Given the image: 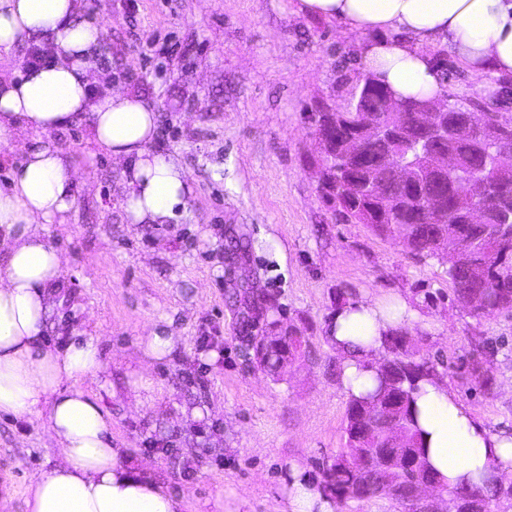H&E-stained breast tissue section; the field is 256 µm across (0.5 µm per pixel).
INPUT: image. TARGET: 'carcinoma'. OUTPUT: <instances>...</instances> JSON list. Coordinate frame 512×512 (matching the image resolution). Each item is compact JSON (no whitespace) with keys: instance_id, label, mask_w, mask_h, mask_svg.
<instances>
[{"instance_id":"carcinoma-1","label":"carcinoma","mask_w":512,"mask_h":512,"mask_svg":"<svg viewBox=\"0 0 512 512\" xmlns=\"http://www.w3.org/2000/svg\"><path fill=\"white\" fill-rule=\"evenodd\" d=\"M381 90L382 87H377L365 99V105L375 111L378 119L386 121L389 114L384 112ZM332 115L335 116L332 133L338 147L345 149L353 135L354 115L346 111L344 106L336 108ZM456 148L460 155L458 168L443 186L448 206L437 213L419 212L410 223L393 224L391 220L404 215L409 198L429 193L431 185L426 181L409 186L395 180L393 167L399 160L412 156L409 147L392 146L386 141L366 142L362 166L368 170L374 169L386 182L387 196L382 201L389 205L385 213L386 223L373 224L371 228L379 235L393 232L402 234L404 240L410 243V253L419 259L436 256L439 242L466 233L470 239L471 255L489 262L494 272L478 280L467 260L448 269V278L454 286L456 299L476 316L483 315L486 309L509 312L512 310V223H503L498 213L490 224H465L462 215L468 205L465 196L468 177L480 172L486 180L494 183L497 181L496 172L485 156L470 155L468 142L459 141ZM327 202L331 203L341 220L358 223L367 199L359 184L341 180L336 182L333 197L327 199ZM383 353L386 356V367L377 369V387L365 396L350 397L344 422L345 448L336 454L323 471L322 491L338 503L354 498L360 491L366 498L385 495L402 507L412 497L416 481L424 478L440 480L424 456L415 398L418 381L430 376L434 366L426 357L417 355V350L412 348L405 332L386 337ZM283 359L282 350L271 345L262 354L259 368L267 374L275 375L281 371ZM363 412L369 414L368 423L378 432L383 431L391 421H398L402 432L392 437L394 446L403 457L410 454L420 458L422 469L411 468L400 474L378 468L357 471L353 467V460L365 449L375 447L374 438L356 434L360 414ZM450 491L463 497L476 493L492 512H509L512 508V493L503 489L498 482L491 486H454Z\"/></svg>"}]
</instances>
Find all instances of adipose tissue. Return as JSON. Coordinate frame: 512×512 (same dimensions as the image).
Listing matches in <instances>:
<instances>
[{
  "label": "adipose tissue",
  "instance_id": "ef3b65f1",
  "mask_svg": "<svg viewBox=\"0 0 512 512\" xmlns=\"http://www.w3.org/2000/svg\"><path fill=\"white\" fill-rule=\"evenodd\" d=\"M296 10L363 35L365 71L402 97L439 94L432 46H447L471 74L512 78V0H297ZM79 11V0H0V50L30 41L49 56L40 68L0 72V151L23 152L0 187V414L45 419L59 448V463L30 488L31 512H185V499L116 447L110 415L79 387L104 370L100 336L78 332L60 348L45 340L65 301L48 227L65 223L78 185L74 160L49 132L88 120L92 141L123 165L130 223H169L191 192L179 160L151 148L153 103L108 85L92 93L87 58L100 29ZM420 318L397 295L338 305L324 334L342 357L343 389L372 390L384 337ZM415 397L426 457L449 485L512 473V436L489 430L441 380L419 381ZM289 473L288 512H335L298 464Z\"/></svg>",
  "mask_w": 512,
  "mask_h": 512
}]
</instances>
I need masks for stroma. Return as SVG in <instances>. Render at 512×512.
<instances>
[{"label":"stroma","instance_id":"1","mask_svg":"<svg viewBox=\"0 0 512 512\" xmlns=\"http://www.w3.org/2000/svg\"><path fill=\"white\" fill-rule=\"evenodd\" d=\"M101 39L87 62L112 87L151 99L153 149L176 155L191 193L178 220L132 224L122 165L90 140L87 123L51 137L82 184L67 223L49 227L64 255L63 294L47 341L103 339L105 370L83 384L112 417L116 447L186 498L190 512H281L289 461L320 479L343 448L348 394L323 325L341 298L406 297L428 319L409 324L417 350L496 433L512 435V313L476 317L454 298L448 261L412 256L395 237L337 220L318 189L312 112L346 104L364 70L357 34L292 11V0H80ZM177 54H168V47ZM449 98L512 117V84L476 78L449 60ZM247 247L229 255L233 240ZM307 345L280 379L257 369L247 345L249 299ZM172 327L164 361L139 339ZM495 342L483 387L471 376L474 337ZM215 360H208L209 352ZM203 417L185 421L184 410ZM44 420L0 417V493L25 512L35 479L57 462Z\"/></svg>","mask_w":512,"mask_h":512}]
</instances>
